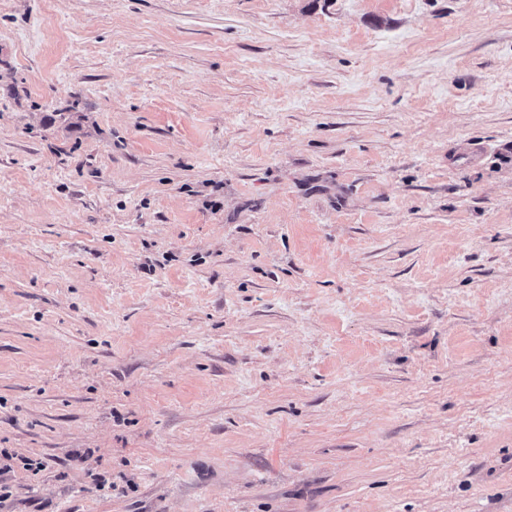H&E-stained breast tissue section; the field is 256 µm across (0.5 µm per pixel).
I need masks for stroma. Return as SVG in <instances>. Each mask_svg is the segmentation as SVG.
I'll use <instances>...</instances> for the list:
<instances>
[{"label": "stroma", "instance_id": "stroma-1", "mask_svg": "<svg viewBox=\"0 0 512 512\" xmlns=\"http://www.w3.org/2000/svg\"><path fill=\"white\" fill-rule=\"evenodd\" d=\"M0 452V512H512V0H0Z\"/></svg>", "mask_w": 512, "mask_h": 512}]
</instances>
